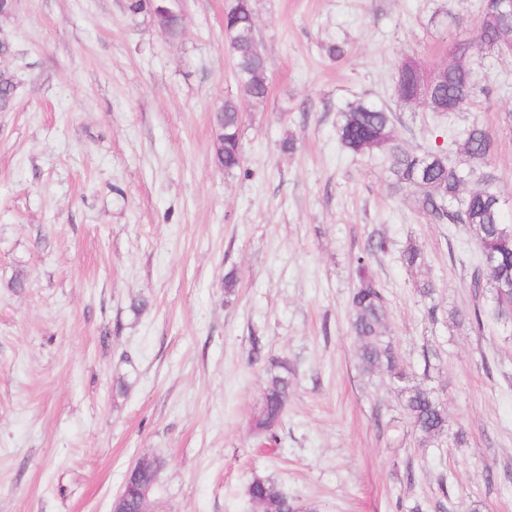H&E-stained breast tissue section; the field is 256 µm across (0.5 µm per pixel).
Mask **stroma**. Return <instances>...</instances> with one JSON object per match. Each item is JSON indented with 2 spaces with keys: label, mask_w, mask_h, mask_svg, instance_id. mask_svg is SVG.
Here are the masks:
<instances>
[{
  "label": "stroma",
  "mask_w": 512,
  "mask_h": 512,
  "mask_svg": "<svg viewBox=\"0 0 512 512\" xmlns=\"http://www.w3.org/2000/svg\"><path fill=\"white\" fill-rule=\"evenodd\" d=\"M252 6L269 99L242 103L230 175L213 161V114L238 94L224 0H185L175 36L126 0H18L0 21L17 84L0 112V512H111L145 455L164 462L148 512H259L255 473L316 512H512V322L450 319L471 305V233L336 135L348 103L388 107L404 147L490 178L512 224V55L477 69L492 98L437 114L397 102L395 63H446L478 0ZM476 121L487 166L447 138ZM374 231L393 343L464 447L421 446L387 373L359 368L349 297ZM274 358L294 384L268 453L249 423Z\"/></svg>",
  "instance_id": "35a3bbf8"
}]
</instances>
